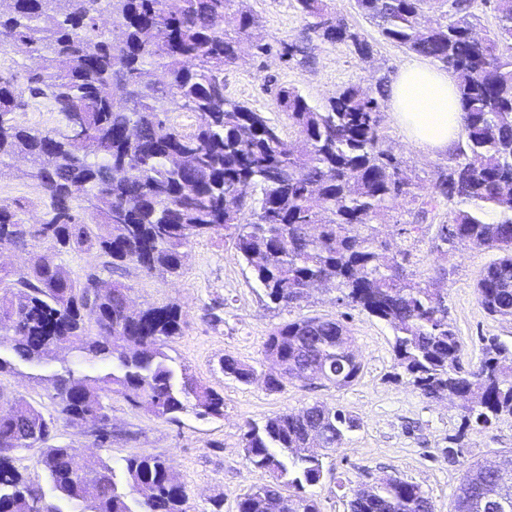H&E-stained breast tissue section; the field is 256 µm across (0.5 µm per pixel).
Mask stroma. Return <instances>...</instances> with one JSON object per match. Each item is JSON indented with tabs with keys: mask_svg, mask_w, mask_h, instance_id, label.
<instances>
[{
	"mask_svg": "<svg viewBox=\"0 0 512 512\" xmlns=\"http://www.w3.org/2000/svg\"><path fill=\"white\" fill-rule=\"evenodd\" d=\"M349 25L373 46L370 62H361L343 45L306 39V20L294 0H247L246 7L258 23V31L271 49L261 53L243 44L238 62L224 72V92L266 112L274 122L286 117L276 103L282 87L297 88L313 104H325L342 87L355 84L374 90L382 76H395L412 53L384 40L377 26L361 15L353 0H333ZM307 40L312 63L302 66L282 57V46ZM385 144L402 163V170L419 197L432 193L438 167L451 164L447 155H435L410 142L384 112ZM416 206L410 199L390 203L379 239L408 252L406 275L439 289L448 296V323L459 336L464 360L479 363L481 340L489 336L512 343V322L488 316L480 306L476 282L493 254L469 243L449 247L437 237L450 216L448 204L429 215L422 230H414ZM124 282L132 284L134 307L178 304L185 319L181 336L171 344L178 365L224 398L220 418L179 414L177 421L154 419L132 408L122 397L112 399L114 436L106 448L94 447L78 429L58 423L55 440L70 445L90 463L114 462L133 455L167 458L178 480L189 493L190 512H209L211 499L224 500V512H237V501L250 487L266 483L267 474L247 467L243 460L246 423L261 424L269 417L297 411L315 403L355 415L360 426L344 443L323 456L324 476L308 487L307 495L321 512H349L354 490L380 478L397 475L418 484L430 498L434 512H450L456 490L467 467L474 461L499 460L512 450V419L487 427L462 429L455 402L429 399L408 377L400 375L393 346V328L377 318L343 305L337 290L320 285L310 288L299 306L282 309L270 303L251 268L238 255L233 241L216 233L197 239L181 259L175 275H148L131 267ZM335 317L350 329L362 364L349 386L289 383L281 392L266 390L264 377L272 366L261 354L263 344L278 324L303 317ZM255 366L257 376L244 384L225 376L226 356ZM72 353L60 352L58 360L34 366L17 362L14 373L0 377V412H8L12 399L23 395L55 410L50 376ZM465 432V445L456 462L444 461L443 448L451 437Z\"/></svg>",
	"mask_w": 512,
	"mask_h": 512,
	"instance_id": "1",
	"label": "stroma"
}]
</instances>
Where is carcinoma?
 <instances>
[{
	"mask_svg": "<svg viewBox=\"0 0 512 512\" xmlns=\"http://www.w3.org/2000/svg\"><path fill=\"white\" fill-rule=\"evenodd\" d=\"M244 0H0V34L14 65L38 67L18 85L0 70V169L22 156L28 178L41 189L43 224L29 236V202L0 204V249L31 240L56 254L93 251L99 265L74 277L52 256H38L23 273L0 268V375L14 360L46 363L60 340L90 366H65L50 379L56 415L20 396L0 416V512H188L185 487L160 456L131 455L89 467L68 445H52L56 422L84 426L110 410L116 394L132 407L175 421L191 407L200 416H224V397L177 370L167 348L184 321L174 303L131 312L132 286L114 280L108 290L88 287L128 265L174 275L183 250L223 229L278 307L298 304L306 285L321 280L339 301L391 325L397 366L427 398L453 394L462 418L487 427L512 417V346L482 338V358L462 363L463 346L448 324L438 289L403 276L407 252L377 241L374 224L386 204L417 198L400 164L385 147L382 112L387 77L376 94L348 85L323 106L294 87L277 93L280 111L304 142L302 151L266 113L224 94V68L236 64L248 41L268 50L248 11L237 35L225 31ZM308 36L349 47L366 62L372 45L350 27L329 0H295ZM388 41L440 64L458 81L462 105L461 160L438 171L430 199L418 207L423 222L445 201L451 219L439 227L445 245L467 242L496 253L484 268L477 297L493 318L512 320V0H355ZM490 7L496 26L472 36L477 9ZM31 103L59 116L51 128L16 119ZM177 112L196 118L186 133ZM73 115L82 134H71ZM262 353L284 367L266 378L276 393L292 379L314 384L326 371L346 387L361 372L348 327L337 318L305 317L275 327ZM224 374L242 383L254 366L227 356ZM359 427L341 409L313 404L246 425V466L270 481L239 497L237 512H320L303 494L324 475L305 448H336ZM38 449L35 466L48 489L29 483L14 453ZM292 488L293 494L284 490ZM350 512H433L421 487L399 476L360 489ZM452 512H512V467L475 464L464 474Z\"/></svg>",
	"mask_w": 512,
	"mask_h": 512,
	"instance_id": "carcinoma-1",
	"label": "carcinoma"
}]
</instances>
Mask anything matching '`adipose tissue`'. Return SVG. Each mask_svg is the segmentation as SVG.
<instances>
[{"instance_id":"adipose-tissue-1","label":"adipose tissue","mask_w":512,"mask_h":512,"mask_svg":"<svg viewBox=\"0 0 512 512\" xmlns=\"http://www.w3.org/2000/svg\"><path fill=\"white\" fill-rule=\"evenodd\" d=\"M389 103L416 144L442 154L458 147L462 108L456 79L447 70L428 63L405 65L389 86Z\"/></svg>"}]
</instances>
